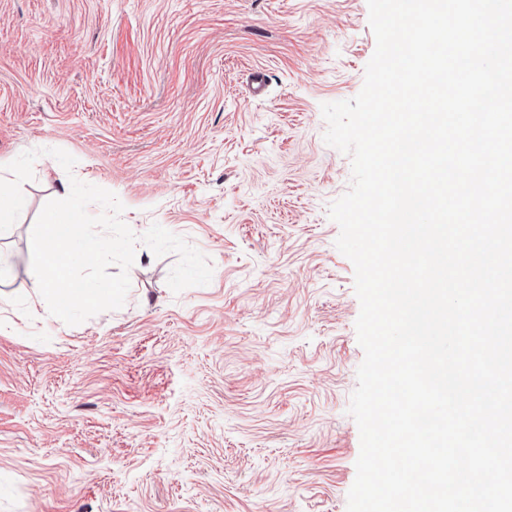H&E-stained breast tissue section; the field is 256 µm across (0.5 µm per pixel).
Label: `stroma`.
<instances>
[{
  "label": "stroma",
  "instance_id": "1",
  "mask_svg": "<svg viewBox=\"0 0 512 512\" xmlns=\"http://www.w3.org/2000/svg\"><path fill=\"white\" fill-rule=\"evenodd\" d=\"M375 47L367 0H0V165L41 152L0 290L34 287L33 226L73 177L213 267L175 294L177 254L140 243L120 309H0V512H346L364 352L321 106Z\"/></svg>",
  "mask_w": 512,
  "mask_h": 512
}]
</instances>
